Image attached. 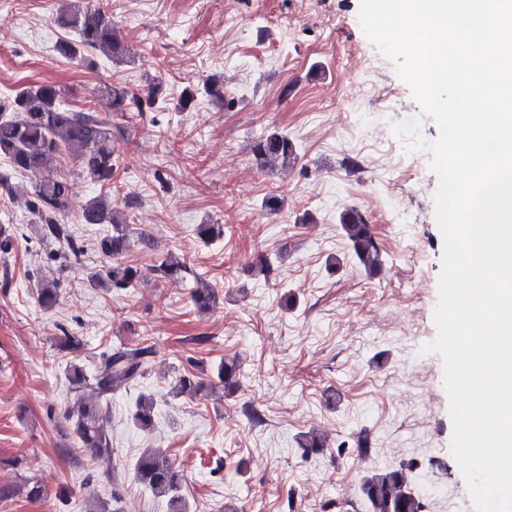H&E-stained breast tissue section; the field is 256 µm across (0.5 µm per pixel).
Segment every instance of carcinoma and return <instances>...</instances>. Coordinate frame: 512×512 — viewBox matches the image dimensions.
I'll list each match as a JSON object with an SVG mask.
<instances>
[{
  "label": "carcinoma",
  "instance_id": "1",
  "mask_svg": "<svg viewBox=\"0 0 512 512\" xmlns=\"http://www.w3.org/2000/svg\"><path fill=\"white\" fill-rule=\"evenodd\" d=\"M53 22L67 33V37L56 44V51L65 57H75L85 51L100 52L116 63L123 61L128 52L112 20L92 0L87 3L69 0L56 13ZM101 96L109 103L108 113L100 112L93 105L79 109L70 107L60 89L50 83L25 87L0 103V157L15 173L43 174L28 207L37 217L38 239L47 245L59 246L48 254L49 259L62 263L82 255L84 247L71 225L59 220L68 208L70 184L57 173L58 160L63 153H72L81 175L102 190L111 189L119 162L117 144L123 136V127L112 122V113L120 112L126 119L131 115L140 116L164 98V88L158 81L148 91L140 93L116 80L103 85ZM252 153L260 168L277 165L286 168L298 158L297 146L285 131L262 135L254 142ZM131 221L132 216L112 207L107 193L89 199L82 206V223L108 226L107 233L96 240L97 250L107 260V266L91 273L90 281L118 290L135 286L139 278L137 267L122 261L135 243ZM341 228L353 256L366 272L373 274L385 265L386 253L362 213L351 210L344 214ZM195 233L205 244H212L224 238V225L198 224ZM155 271L163 279L190 281V295L197 308L205 310L217 304L215 288L174 253H167ZM36 299L44 311L55 307L58 284H39ZM153 354L149 346L127 348L120 345L105 352L95 373L90 375L81 364L69 362L66 373L76 398L67 408L66 418L73 424L80 447L98 454L112 452V435L100 423V405L136 385L144 377L146 358ZM217 375L226 388L238 389L244 379L237 359L220 363ZM155 409L154 394H139L132 414L133 424L143 431L151 430ZM298 445L307 455L318 454L326 448V440L309 431L300 435ZM135 473L141 485L167 499L170 512H186L181 495L184 476L166 451L145 449L137 458ZM412 484L411 469L383 468L366 475L359 492L368 512H424L423 498Z\"/></svg>",
  "mask_w": 512,
  "mask_h": 512
}]
</instances>
